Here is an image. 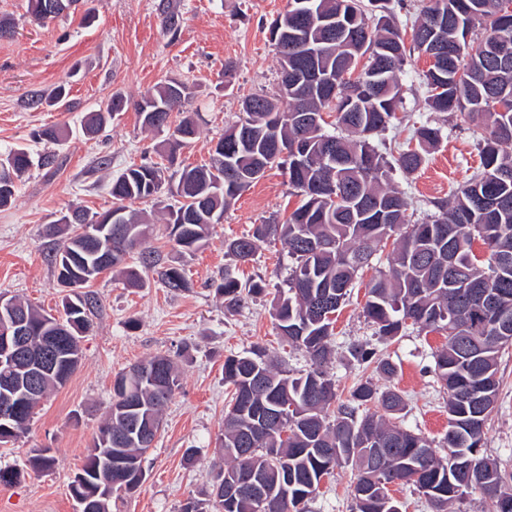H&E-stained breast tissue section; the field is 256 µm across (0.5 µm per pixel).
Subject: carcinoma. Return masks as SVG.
Here are the masks:
<instances>
[{
  "mask_svg": "<svg viewBox=\"0 0 512 512\" xmlns=\"http://www.w3.org/2000/svg\"><path fill=\"white\" fill-rule=\"evenodd\" d=\"M82 0H28V12L38 24H46L76 11ZM320 17L350 16L336 21L326 33L309 26L289 9L282 14V30L288 33L295 62L288 79V95L276 98L251 95V111H243L235 123L247 134L237 144L224 136L211 148L207 165L181 169L178 179L165 176L167 166L145 162L131 165L112 177V208L89 213L75 206L80 223L103 227L96 240L76 232L77 222L61 218L49 227L58 237L53 261L60 283L72 289L66 297L65 323H73L72 335L57 347L56 374L48 376L43 393L64 385L78 367L81 339L91 328L97 300L86 288L101 274L117 270L129 288L146 286L145 274L157 273L173 291L191 288L182 265L162 261L150 246L154 222L143 212L130 209L136 201L172 202L162 207L171 251L193 254L207 243L211 225L221 223L224 209L257 179L244 184L234 172L255 167L267 171L288 166V184L301 204L280 222L257 224L252 233L225 241L227 255L245 264L253 259L259 243L279 239L294 260L287 289L273 300L271 317L280 336L305 350L311 367L297 377L283 374L267 349L256 346L224 359V384L231 386V400L224 413L221 448L230 465L220 469L224 481L247 475L258 486L287 498L279 512H308L307 504L321 484L342 465L356 476L353 512H393L401 507L389 496L388 484L411 485L433 506L448 512L456 501L479 493L484 512H512V473L498 459L481 454L489 414L497 400L499 359L512 345V56L499 55L503 39L512 43V0H428L411 32L418 52L438 46L448 56L438 68L423 72L429 90L427 102L435 112L459 113L478 119L479 157L482 173L448 201L436 204L437 212L417 224L405 222L408 201L391 185L393 170L409 175L424 162L428 149L439 142L442 128L425 122L416 128L415 146L389 161L374 145L403 104L399 74L407 59L406 33L383 15L386 0H304ZM365 59L366 90L351 99L346 87L336 83V94L323 82H311L310 73L337 79V71L358 67ZM191 91L186 83L161 82L132 102L120 92L105 106L86 117L82 130L98 132L116 114L133 107L144 129L164 135L158 152L174 165L177 154L193 146L200 136L197 120L186 115L171 126V116L182 111ZM66 88L56 87L45 96L33 94L28 106H54L64 100ZM309 112L318 124L301 125L299 116ZM334 113L335 127L327 128L324 115ZM51 154L34 157L26 148L0 153V208L13 202L18 185L34 166H49ZM336 187V202L330 187ZM394 239V257L387 272L368 286L363 307L367 321L384 339L400 335L408 327L442 332L445 346L434 353V373L448 393V431L439 457L421 434L399 424L406 410L396 390L378 391L370 381L357 383L335 410V383L324 369L331 353L336 313L346 303L359 271L370 263L378 245ZM488 252V271L480 268L473 252L476 242ZM137 253L138 263L127 257ZM216 293L224 307L235 311L249 297L264 292L262 281L237 277L224 268ZM490 291L502 295L503 320H474L470 313L473 294ZM27 336L39 347L44 337L56 335V322L46 311L29 303ZM351 359L391 375L396 366L376 354L367 343L349 347ZM135 374L129 393L112 385L108 417L99 427L85 457L79 484H69L94 512H110L111 500L102 497L100 482L109 479L101 470L107 449L118 448L131 467L112 469V476L126 480L125 492L142 486V463L153 448L161 414L179 387L173 359L158 354L133 365L115 380ZM20 402L25 396L24 372L17 366L0 365V396ZM34 412L27 411L12 423L0 425V442L14 441L29 430ZM487 463L492 469L478 482H468L457 463ZM54 463L50 449H38L29 458L33 469ZM212 512H257L249 487L227 495L224 485L213 482L208 494Z\"/></svg>",
  "mask_w": 512,
  "mask_h": 512,
  "instance_id": "obj_1",
  "label": "carcinoma"
}]
</instances>
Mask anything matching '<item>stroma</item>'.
<instances>
[{"instance_id":"35a3bbf8","label":"stroma","mask_w":512,"mask_h":512,"mask_svg":"<svg viewBox=\"0 0 512 512\" xmlns=\"http://www.w3.org/2000/svg\"><path fill=\"white\" fill-rule=\"evenodd\" d=\"M159 3L87 0L86 12L41 26L28 15L26 0H0V16L15 25L13 37L0 39V152L20 146L35 154L48 149L56 157L54 167H33L13 205L0 209V292L60 313L67 290L51 261L53 240L47 226L73 204L92 213L111 208L112 175L134 163L158 161L156 139L142 128L135 110L116 115L94 136L83 134L84 115L102 108L112 93L134 101L167 79L190 85L187 108L201 117L200 138L179 155L181 167L208 163L210 147L238 121L242 98L278 93L280 64L268 26L287 10L288 0H171L181 17L174 35L162 25ZM427 68L425 56L408 57L400 75L403 104L393 125L376 141L385 153L405 146L424 122L442 127L440 142L416 173L393 175L394 186L410 201L407 215L413 223L434 213L437 202L451 198L481 171L474 123L428 108L422 83ZM228 69L233 72L229 81L224 78ZM64 81L70 85L73 109L26 107L31 91L47 94ZM51 125L62 130L61 140L48 148L33 143L32 131ZM298 202L287 175L269 169L225 210L204 248L181 257L189 290L170 291L154 275L146 287L128 288L112 271L91 284L99 307L81 342L78 369L44 400L28 434L0 446V468L19 473L17 480L0 484V512H77L69 483L107 416L115 377L159 353L174 358L180 385L145 458V482L136 492L113 494L110 512H180L187 499H206L214 475L225 464L220 447L230 398L225 357L263 346L279 369L295 373L310 365L304 351L282 341L271 317V302L292 265L280 241L261 243L253 260L238 268L241 279L264 281L261 296L229 313L211 286L228 262L225 240L282 219ZM391 251V246L382 247L352 288L337 316L326 369L341 400L364 378L400 392L408 402L404 427L432 441L442 456L448 396L433 371L432 354L444 336L411 327L381 340L362 313L366 286L388 270ZM361 342L389 358L396 373L386 377L353 362L348 348ZM499 375V396L483 451L512 471V347L500 359ZM37 448L50 449L55 458L51 468L29 467L28 458ZM190 448L195 451L191 458L186 455ZM353 486L351 468H337L309 502L310 512H351Z\"/></svg>"}]
</instances>
